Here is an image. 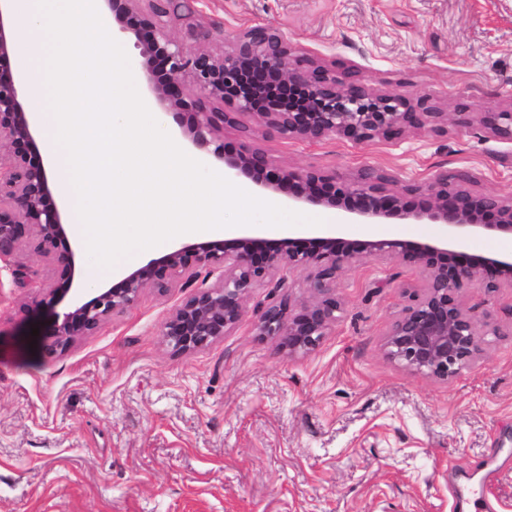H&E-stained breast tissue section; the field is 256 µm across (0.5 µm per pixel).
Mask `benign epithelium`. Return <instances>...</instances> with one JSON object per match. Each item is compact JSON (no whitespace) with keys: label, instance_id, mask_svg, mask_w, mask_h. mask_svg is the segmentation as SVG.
Masks as SVG:
<instances>
[{"label":"benign epithelium","instance_id":"benign-epithelium-1","mask_svg":"<svg viewBox=\"0 0 512 512\" xmlns=\"http://www.w3.org/2000/svg\"><path fill=\"white\" fill-rule=\"evenodd\" d=\"M8 2L0 0V264L14 265L19 246L36 239L37 253L61 267L62 283L34 301L51 319L42 344L50 354L67 352L76 341L95 333L107 320L132 309L143 292H166L176 281L191 288L165 320L164 342L175 354L206 350L240 325L246 301L255 288L285 287L280 272L302 276L309 293L298 309L289 298L261 314L258 329L290 356L317 349L342 312L337 278L365 258L394 260L420 277L422 287L406 288L404 303L384 332V357L406 372L446 382L470 367L497 330L488 329L462 304L466 288H512V256L465 251L462 242L482 231L512 234V205L495 193L477 194L464 186L465 174L450 180L439 172L423 183L396 188L397 180L373 168L352 179L320 170H291L273 162L266 150L249 144L256 127L277 131L288 140L318 144L329 139L354 145L399 144L412 132H480L512 145V108L485 103L470 110L445 112L430 97L408 90L376 93L364 79L345 80L308 51L293 46L272 24L238 29L230 49H186L167 28L177 15L176 0H104L113 15L134 31L151 95L162 110L186 106L193 88L194 121L184 132L200 151L224 160L225 176L248 174L266 191H287L300 202L343 207L372 224L401 216L444 224L449 244L420 240L354 241L342 237L270 240L243 234L237 238L183 245L100 288L89 301L77 297L63 312L56 307L72 286L74 253L66 224L52 200L47 168L36 145L29 112L20 100L18 82L7 67L12 52ZM236 128L244 142L233 156L224 153V129ZM408 194H424L428 206L419 213L404 208ZM494 215L495 223L484 218ZM219 272L209 285L200 276Z\"/></svg>","mask_w":512,"mask_h":512}]
</instances>
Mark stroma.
<instances>
[{"label": "stroma", "mask_w": 512, "mask_h": 512, "mask_svg": "<svg viewBox=\"0 0 512 512\" xmlns=\"http://www.w3.org/2000/svg\"><path fill=\"white\" fill-rule=\"evenodd\" d=\"M168 17L187 47L255 23L376 91L407 89L456 108L512 105V0H198ZM277 165L343 178L365 167L422 182L466 173L469 189L512 202V145L449 129L400 144L309 146L259 130ZM351 240H442L445 226L363 224ZM24 284L0 272V512H463L486 487L512 512V288L462 293L498 334L445 383L387 361L383 334L415 277L396 261L345 268L344 310L315 351L288 356L260 335L266 307L308 292L255 289L242 323L178 355L161 329L186 289L145 290L130 311L57 356L33 347V301L59 278L34 241L16 252Z\"/></svg>", "instance_id": "stroma-1"}]
</instances>
